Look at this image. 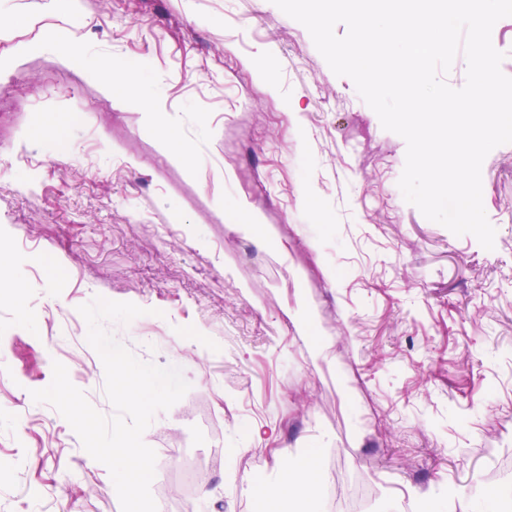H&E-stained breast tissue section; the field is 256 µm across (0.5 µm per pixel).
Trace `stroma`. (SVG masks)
<instances>
[{"mask_svg":"<svg viewBox=\"0 0 512 512\" xmlns=\"http://www.w3.org/2000/svg\"><path fill=\"white\" fill-rule=\"evenodd\" d=\"M125 72L151 106L113 97ZM1 93L0 251L27 311L0 288V512H121L31 396L59 362L113 415L77 311L98 296L144 308L103 327L190 385L143 435L158 512H258L247 485L311 452L324 512H349L354 481L363 512H423L425 492L472 512L485 489L512 512V143L482 165L488 251L404 200V139L272 0H0ZM48 113L66 125L33 140Z\"/></svg>","mask_w":512,"mask_h":512,"instance_id":"stroma-1","label":"stroma"}]
</instances>
